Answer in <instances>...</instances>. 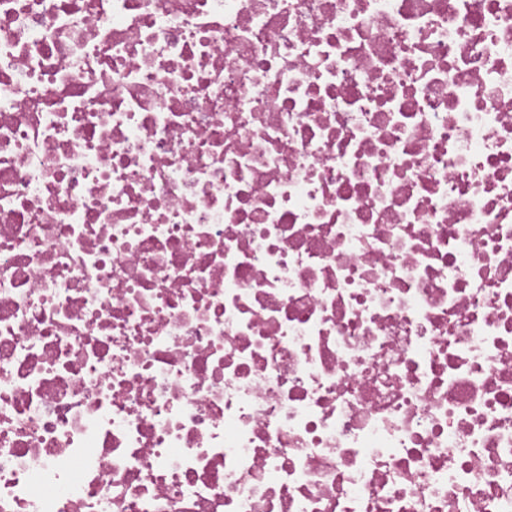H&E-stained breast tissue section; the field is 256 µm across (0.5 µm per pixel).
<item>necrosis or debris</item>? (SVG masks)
<instances>
[{
    "label": "necrosis or debris",
    "mask_w": 512,
    "mask_h": 512,
    "mask_svg": "<svg viewBox=\"0 0 512 512\" xmlns=\"http://www.w3.org/2000/svg\"><path fill=\"white\" fill-rule=\"evenodd\" d=\"M0 512H512V0H0Z\"/></svg>",
    "instance_id": "1"
}]
</instances>
